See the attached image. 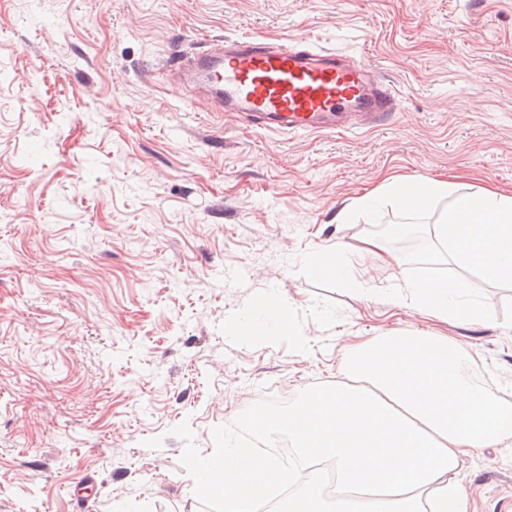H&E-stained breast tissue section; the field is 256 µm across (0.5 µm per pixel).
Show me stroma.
Masks as SVG:
<instances>
[{
    "mask_svg": "<svg viewBox=\"0 0 512 512\" xmlns=\"http://www.w3.org/2000/svg\"><path fill=\"white\" fill-rule=\"evenodd\" d=\"M241 35L363 60L399 106L342 134L252 129L167 76ZM0 512H224L186 449L242 445L246 411L338 379L351 337L439 329L463 377L512 391V329L313 286L304 254L388 177L512 193V0H0ZM313 346L233 326L260 295ZM469 512L512 499V447L465 459Z\"/></svg>",
    "mask_w": 512,
    "mask_h": 512,
    "instance_id": "stroma-1",
    "label": "stroma"
}]
</instances>
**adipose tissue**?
I'll list each match as a JSON object with an SVG mask.
<instances>
[{"mask_svg": "<svg viewBox=\"0 0 512 512\" xmlns=\"http://www.w3.org/2000/svg\"><path fill=\"white\" fill-rule=\"evenodd\" d=\"M377 240L339 244L314 256L311 271L357 284L351 255H378ZM242 335L292 337L277 297L261 296L243 313ZM468 353L435 331L364 336L343 352L342 378L303 390L283 412L252 415L269 441L288 436L289 459L228 448L186 458L201 489L224 512H467L458 479L464 457L512 444V400L465 382Z\"/></svg>", "mask_w": 512, "mask_h": 512, "instance_id": "obj_1", "label": "adipose tissue"}]
</instances>
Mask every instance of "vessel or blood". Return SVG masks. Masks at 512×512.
I'll return each instance as SVG.
<instances>
[{
	"instance_id": "b4317fda",
	"label": "vessel or blood",
	"mask_w": 512,
	"mask_h": 512,
	"mask_svg": "<svg viewBox=\"0 0 512 512\" xmlns=\"http://www.w3.org/2000/svg\"><path fill=\"white\" fill-rule=\"evenodd\" d=\"M182 84L202 85L213 111L288 133L342 132L386 121L398 99L365 64L308 39L224 40L172 64Z\"/></svg>"
}]
</instances>
